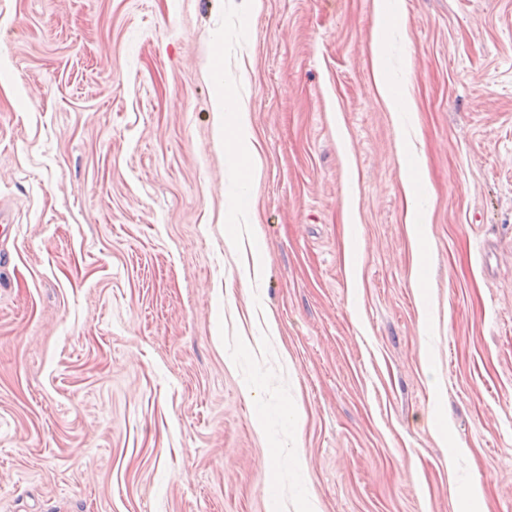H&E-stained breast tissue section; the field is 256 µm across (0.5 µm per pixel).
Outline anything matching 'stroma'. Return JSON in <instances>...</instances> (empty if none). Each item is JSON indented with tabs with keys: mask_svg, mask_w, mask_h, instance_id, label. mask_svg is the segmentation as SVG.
<instances>
[{
	"mask_svg": "<svg viewBox=\"0 0 512 512\" xmlns=\"http://www.w3.org/2000/svg\"><path fill=\"white\" fill-rule=\"evenodd\" d=\"M389 18L0 0V512H512V0ZM378 45V44H377ZM381 48L380 45L377 46V50L375 51V58H374V76H375V82L378 86L379 92L384 98L385 102L390 108L393 109H402L405 107L408 103L407 100H396L393 98L389 91V86L386 81L382 66H381ZM231 113L233 114V118L229 125L234 130L230 137L225 138L224 144L228 147L233 157H239L242 155L241 151H246L251 148L248 134L249 117L248 113L243 110ZM405 194L407 198V224H410L412 239L417 244H422L423 237H421V230L419 224H416L417 210L414 205V180L408 173L404 183Z\"/></svg>",
	"mask_w": 512,
	"mask_h": 512,
	"instance_id": "1",
	"label": "stroma"
}]
</instances>
